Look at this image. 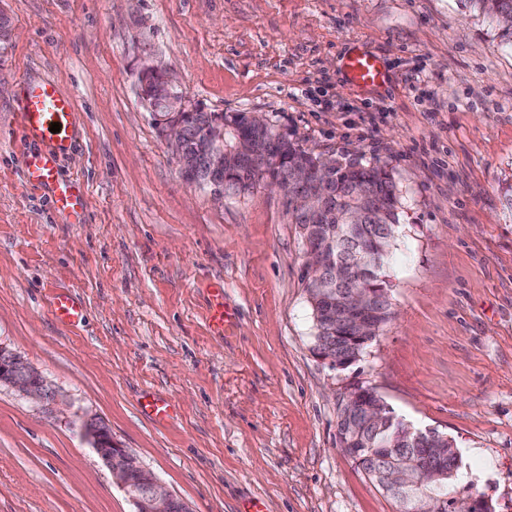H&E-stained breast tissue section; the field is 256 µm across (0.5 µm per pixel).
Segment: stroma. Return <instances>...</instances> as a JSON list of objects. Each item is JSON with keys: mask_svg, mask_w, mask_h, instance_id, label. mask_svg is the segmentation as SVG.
Returning a JSON list of instances; mask_svg holds the SVG:
<instances>
[{"mask_svg": "<svg viewBox=\"0 0 512 512\" xmlns=\"http://www.w3.org/2000/svg\"><path fill=\"white\" fill-rule=\"evenodd\" d=\"M0 346L66 413L0 387V512H134L83 416L190 512H398L341 448L344 392L372 388L451 438V496L512 512V43L464 0H0ZM387 86L346 84L352 43ZM188 103L247 112L324 156L380 161L400 197L394 316L360 360L314 351L304 241L282 196L215 200L187 183L142 103L136 59ZM74 96L78 144L59 173L86 189L75 224L28 187L16 135L27 80ZM231 314H208L215 287ZM86 319L54 321L53 289ZM173 419L144 415L145 393Z\"/></svg>", "mask_w": 512, "mask_h": 512, "instance_id": "stroma-1", "label": "stroma"}]
</instances>
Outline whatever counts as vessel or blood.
Wrapping results in <instances>:
<instances>
[{
  "instance_id": "vessel-or-blood-1",
  "label": "vessel or blood",
  "mask_w": 512,
  "mask_h": 512,
  "mask_svg": "<svg viewBox=\"0 0 512 512\" xmlns=\"http://www.w3.org/2000/svg\"><path fill=\"white\" fill-rule=\"evenodd\" d=\"M341 68L347 84L358 89L379 87L389 80L381 57L356 45L344 53ZM76 113L74 96L56 82L29 81L23 89L16 123L21 136L33 146L23 160L27 185L47 190L57 208L79 224L86 218L82 188L77 180L62 177L58 171L60 156L74 143ZM54 123L59 124V132H50ZM51 312L60 323L76 325L84 318V305L72 291L61 290L52 295ZM140 406L158 422L167 421L176 411L172 402L150 395L143 397Z\"/></svg>"
}]
</instances>
